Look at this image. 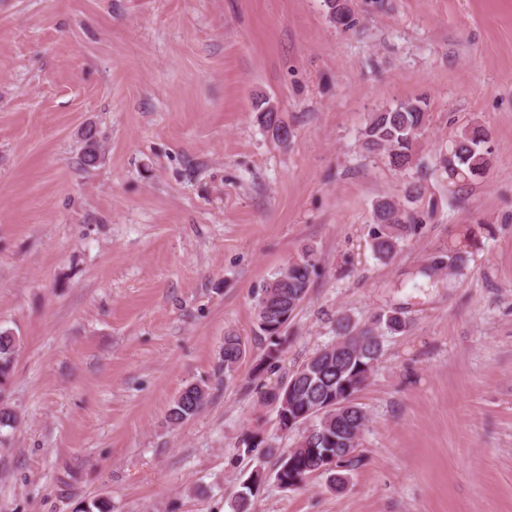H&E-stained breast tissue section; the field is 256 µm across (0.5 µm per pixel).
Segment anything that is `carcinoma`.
<instances>
[{
    "label": "carcinoma",
    "mask_w": 512,
    "mask_h": 512,
    "mask_svg": "<svg viewBox=\"0 0 512 512\" xmlns=\"http://www.w3.org/2000/svg\"><path fill=\"white\" fill-rule=\"evenodd\" d=\"M258 120L268 130L286 128L278 112L271 107L270 99L260 97L256 102ZM427 122L426 102L422 99H407L393 107L371 116L362 131L363 148L373 154H382L390 167L399 171H412L420 166L419 139ZM87 151L83 161L91 166L98 162L93 149L98 146L96 132L87 127L82 131ZM488 133L481 125L471 126L455 137L448 155L440 158V168L448 176L470 179L485 177L491 167L489 153L482 150ZM425 187L415 180L405 187L403 198L382 196L373 207L369 240L373 255L388 261L395 257L402 243L418 233L424 224L423 213L408 207L424 196ZM464 247H459L441 255L424 268L422 274L431 277L444 269H451L464 262ZM317 259L311 248L288 262V281L280 280L278 271L256 297L258 326L266 345L260 359L253 366L249 382L261 378L265 370L281 358L286 336L284 329L289 319L288 310L299 294H307L312 276L316 273ZM407 322L402 312L387 311L378 315L372 322L359 324L343 316L337 321V338L342 350L326 347L317 351L290 377V382L281 383L260 392L264 404L275 413L276 423L285 433L300 427L305 431L295 447L277 454L274 477L286 489L290 485L301 486L315 472L327 475L331 488L345 483V475L340 471L321 469L319 460L325 452L347 463L346 470L357 466L360 458L353 455V441L359 435L367 419L364 408L352 399L342 408H328L314 422L305 426L303 421L288 424V416L302 410L307 405L323 404L325 398L346 391L344 382H353L355 376L372 371L383 355V336L405 332ZM15 338L7 331H0V387L10 376L12 353ZM246 356V346L234 334L224 337V379L231 380L238 375L239 367ZM209 399L206 384L187 385L174 400L168 410L167 420L171 425H179L197 415ZM266 479L265 468L256 465L243 481L237 492L232 512H252V498Z\"/></svg>",
    "instance_id": "1"
}]
</instances>
